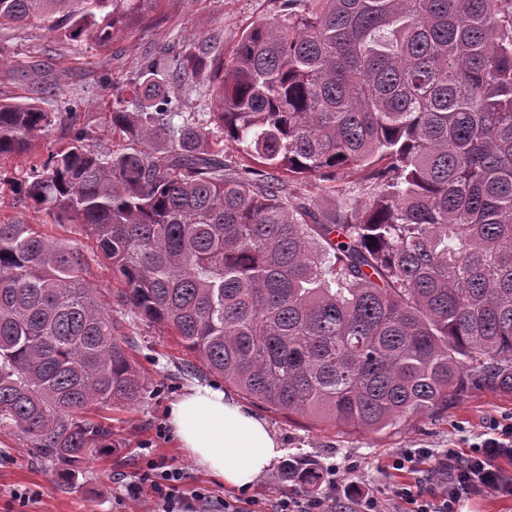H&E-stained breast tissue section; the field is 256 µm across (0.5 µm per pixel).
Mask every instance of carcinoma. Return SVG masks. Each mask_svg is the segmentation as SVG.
Here are the masks:
<instances>
[{"label":"carcinoma","instance_id":"1","mask_svg":"<svg viewBox=\"0 0 512 512\" xmlns=\"http://www.w3.org/2000/svg\"><path fill=\"white\" fill-rule=\"evenodd\" d=\"M159 2L0 0V27L104 47ZM140 77L108 116L121 152L94 144L79 98L0 100V160L66 140L13 192L84 229L131 312L290 416L379 432L470 386L512 392V0H279L230 59L173 45ZM226 140L246 163H224ZM267 170L354 176L359 195L328 218L281 180L259 188ZM87 267L85 249L0 220V430L68 486L112 453L91 412L146 394ZM294 463L314 491L317 468Z\"/></svg>","mask_w":512,"mask_h":512}]
</instances>
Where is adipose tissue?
I'll return each instance as SVG.
<instances>
[{
    "instance_id": "obj_1",
    "label": "adipose tissue",
    "mask_w": 512,
    "mask_h": 512,
    "mask_svg": "<svg viewBox=\"0 0 512 512\" xmlns=\"http://www.w3.org/2000/svg\"><path fill=\"white\" fill-rule=\"evenodd\" d=\"M167 419L179 447L233 488H250L281 454L267 422L218 388H191L171 404Z\"/></svg>"
}]
</instances>
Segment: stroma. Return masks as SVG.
Returning <instances> with one entry per match:
<instances>
[{
  "label": "stroma",
  "mask_w": 512,
  "mask_h": 512,
  "mask_svg": "<svg viewBox=\"0 0 512 512\" xmlns=\"http://www.w3.org/2000/svg\"><path fill=\"white\" fill-rule=\"evenodd\" d=\"M279 0H162L160 6L116 30L103 48L75 41L64 32L27 26L0 29V98L24 101L41 94V78L51 75L67 95L83 98L99 144L119 150L125 142L113 133L106 118L110 103L127 81L136 77L141 60L159 56L175 43L212 41L232 54L246 28L276 14ZM57 132L40 139L31 155L0 161V217L29 224L41 214L12 194L8 181L29 173L38 160L58 145ZM130 353L145 379L147 393L137 404L100 409L112 427L115 450L91 459L78 486L59 482L53 467L37 457L19 433L0 432V512H129L120 492L132 476L144 470L143 448L175 461L189 487H206L214 498H237L252 503L255 512H270L277 500L303 496V489L281 473L280 463L259 476L252 488L225 486L199 468L179 448L167 420L171 403L198 385L223 386L220 376L197 372L195 358L166 328L125 315ZM257 413L276 434L283 455L315 463L324 481L339 487L359 486L387 500L391 512H410L395 497L407 485L424 499L441 492L435 471L446 450L465 451L492 420L512 417V393L469 388L447 405L397 422L379 432L332 426L311 417H288L264 406ZM418 453L414 471L395 469L401 453ZM28 493L26 502L15 492Z\"/></svg>",
  "instance_id": "obj_1"
}]
</instances>
